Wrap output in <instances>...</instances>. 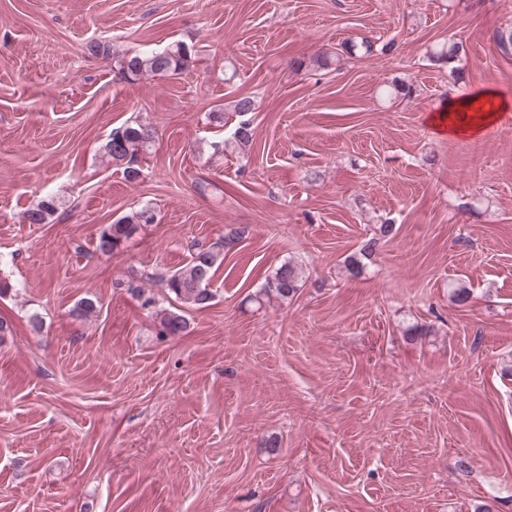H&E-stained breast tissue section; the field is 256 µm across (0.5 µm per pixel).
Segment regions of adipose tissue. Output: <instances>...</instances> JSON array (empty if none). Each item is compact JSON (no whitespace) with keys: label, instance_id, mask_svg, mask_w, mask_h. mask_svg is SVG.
I'll use <instances>...</instances> for the list:
<instances>
[{"label":"adipose tissue","instance_id":"ef3b65f1","mask_svg":"<svg viewBox=\"0 0 512 512\" xmlns=\"http://www.w3.org/2000/svg\"><path fill=\"white\" fill-rule=\"evenodd\" d=\"M512 104L492 89L455 95L441 111L429 116L428 122L438 132L459 139H475L499 123Z\"/></svg>","mask_w":512,"mask_h":512}]
</instances>
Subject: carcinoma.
I'll return each mask as SVG.
<instances>
[{"instance_id": "1", "label": "carcinoma", "mask_w": 512, "mask_h": 512, "mask_svg": "<svg viewBox=\"0 0 512 512\" xmlns=\"http://www.w3.org/2000/svg\"><path fill=\"white\" fill-rule=\"evenodd\" d=\"M194 46L183 41H175L162 51H151L126 56L118 61L120 70L132 76L172 77L183 74L193 63ZM154 138L153 130L142 124L124 125L112 129L104 145L105 154L116 167L123 168L127 178L135 180L140 177L136 168L139 156L148 151ZM253 132L250 123L241 121L234 130V142L242 147L251 145ZM58 210L55 199L41 201L36 207L27 210L24 221L29 224H47ZM155 218L148 208H142L119 218L108 225L101 233L98 250L110 253L129 240L142 224H151ZM242 231L229 227L224 233L222 243L207 247L197 244L191 259L183 266L167 275L157 276L161 288L170 299L180 305L195 309H204L213 299L210 288L212 280L224 264V256ZM302 269L292 262L281 264L268 278L263 288L256 294V301L264 304L273 299L287 300L294 297L300 289ZM97 308L96 301L84 297L71 310L73 318L83 320ZM188 323L181 314V309H164L157 314L156 329L160 336H176L186 331Z\"/></svg>"}]
</instances>
